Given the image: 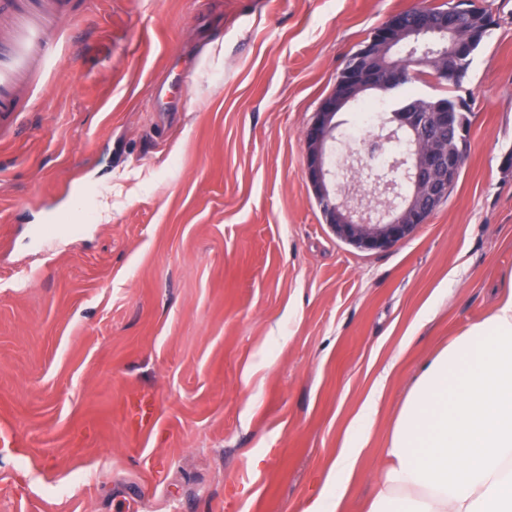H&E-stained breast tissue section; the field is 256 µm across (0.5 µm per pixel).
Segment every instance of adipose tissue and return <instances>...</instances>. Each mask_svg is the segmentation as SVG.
Instances as JSON below:
<instances>
[{"mask_svg":"<svg viewBox=\"0 0 512 512\" xmlns=\"http://www.w3.org/2000/svg\"><path fill=\"white\" fill-rule=\"evenodd\" d=\"M377 414L368 395L336 456L335 512L355 471L359 432ZM369 512H512V285L481 320L427 359L390 426Z\"/></svg>","mask_w":512,"mask_h":512,"instance_id":"ef3b65f1","label":"adipose tissue"}]
</instances>
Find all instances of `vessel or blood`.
I'll list each match as a JSON object with an SVG mask.
<instances>
[{
	"instance_id": "obj_1",
	"label": "vessel or blood",
	"mask_w": 512,
	"mask_h": 512,
	"mask_svg": "<svg viewBox=\"0 0 512 512\" xmlns=\"http://www.w3.org/2000/svg\"><path fill=\"white\" fill-rule=\"evenodd\" d=\"M74 15L71 0H0V126L37 105L73 57L65 25Z\"/></svg>"
}]
</instances>
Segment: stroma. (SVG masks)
<instances>
[{
	"mask_svg": "<svg viewBox=\"0 0 512 512\" xmlns=\"http://www.w3.org/2000/svg\"><path fill=\"white\" fill-rule=\"evenodd\" d=\"M412 2L78 0L76 57L0 128V512H314L374 391L367 512L423 361L512 270V0H479L466 159L409 239L342 240L305 179L341 69Z\"/></svg>",
	"mask_w": 512,
	"mask_h": 512,
	"instance_id": "35a3bbf8",
	"label": "stroma"
}]
</instances>
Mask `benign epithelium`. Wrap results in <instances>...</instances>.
Returning a JSON list of instances; mask_svg holds the SVG:
<instances>
[{"label":"benign epithelium","instance_id":"1","mask_svg":"<svg viewBox=\"0 0 512 512\" xmlns=\"http://www.w3.org/2000/svg\"><path fill=\"white\" fill-rule=\"evenodd\" d=\"M408 36L425 39L451 37L462 48L469 35L444 16L437 21L424 20L417 25H385L375 31L364 50L371 53L398 48ZM413 66L431 67L436 76L452 81L448 55L413 59ZM398 74L381 69L370 77L350 74L342 83L343 95L331 93L323 101L315 119L306 130L304 175L318 199L326 203L327 223L342 239L365 250H383L408 239L416 228L427 222L426 214L436 210L455 182L460 164L448 159L438 140L452 128V113L434 112L426 118L417 112H393L389 122L409 134L411 153L399 168L374 167L362 162L361 153L351 150L336 167L329 160L335 141L336 115L340 108L359 100L367 88L393 90Z\"/></svg>","mask_w":512,"mask_h":512}]
</instances>
